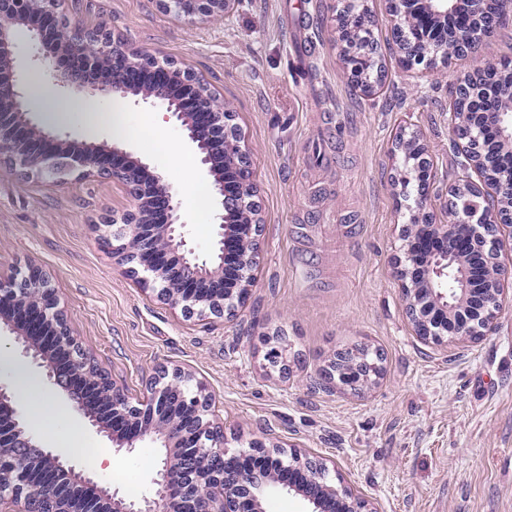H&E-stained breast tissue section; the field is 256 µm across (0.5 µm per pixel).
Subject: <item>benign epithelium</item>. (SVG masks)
Instances as JSON below:
<instances>
[{"mask_svg": "<svg viewBox=\"0 0 512 512\" xmlns=\"http://www.w3.org/2000/svg\"><path fill=\"white\" fill-rule=\"evenodd\" d=\"M179 17L214 18L224 15L231 0H160ZM336 26V49L345 73L354 84L364 70L351 62L357 57L371 67L380 58L377 43L350 46L347 32L363 20L367 0H343ZM62 0H0V161L8 162L21 178L49 176L116 178L134 200L133 209L105 217L102 243L112 259L126 266L143 289L155 293L185 317L222 318L230 304L249 295L256 281L259 210L248 153L237 136L235 115L220 105L207 83L191 69L172 60L150 57L160 73L149 89L131 92L133 72L143 52L130 47L104 25H73L60 13ZM395 27L409 30L397 40L408 67L428 68L432 61L413 54L434 23L455 11L458 0H417L411 12L398 13L399 0H388ZM477 26L471 37L446 47L450 58L488 51L502 28L512 22L509 0H469ZM26 29L33 44L29 56L17 47L15 34ZM31 64L43 66L62 89L74 88L104 97H135V103L162 107L180 123L186 137L201 149L203 170L216 200L217 246L207 259L188 246L179 202L172 187L150 166L119 143L83 144L62 137L31 116L23 80ZM496 86L485 73L463 77L448 103V122L454 146L464 156L472 176L451 191L448 223L439 224L429 210L436 182L433 164L419 135L402 133L392 143L397 162L395 182L407 192L417 184L412 218L401 224L403 257L394 275L403 291L406 312L416 336L425 344L461 347L490 335L509 295L512 278L500 260L502 233L512 230V164L504 168L487 152L483 136H461L456 106L469 103L475 111L492 97ZM471 195L480 201L470 212H458L456 199ZM437 248L425 256L426 272L412 267L428 240ZM493 274L487 288H469L464 248ZM461 280L447 288L448 275ZM0 324L45 373L47 381L65 392L90 425L112 447L132 449L149 438L161 443L164 456L153 479L152 493L128 501L106 486L99 495L84 494L90 479L74 473L61 454L43 446L23 420L12 395L0 384V506L8 512H38L34 501L48 503L46 512H265L267 495L284 490L300 498L307 512H374L370 503L345 485L328 478L324 463L297 449L252 442L237 451L224 448L221 426L209 418L210 396L204 385L180 369L162 367L149 383L146 399L133 402L87 358L72 333L60 300L43 269L30 265L8 279L0 277ZM374 363L358 359L353 349L336 354L324 370L329 386L353 392L377 374Z\"/></svg>", "mask_w": 512, "mask_h": 512, "instance_id": "1", "label": "benign epithelium"}]
</instances>
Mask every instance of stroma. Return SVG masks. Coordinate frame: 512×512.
Returning <instances> with one entry per match:
<instances>
[{
  "mask_svg": "<svg viewBox=\"0 0 512 512\" xmlns=\"http://www.w3.org/2000/svg\"><path fill=\"white\" fill-rule=\"evenodd\" d=\"M387 71L386 91L351 90L335 45L340 0H232L217 20L183 19L158 0H63L83 26L104 24L133 47L202 76L235 114L249 152L263 224L257 282L236 315L183 317L144 292L100 242V222L130 210L115 179H19L0 169V275L26 264L50 277L70 327L94 363L134 401L156 369L178 366L211 396L224 446L250 442L323 459L332 480L377 512H512V299L495 331L464 347L415 335L394 277L402 212L391 144L401 126L418 132L440 191L464 179L448 127V101L476 54L422 73L398 63L385 0H369ZM94 112H119L141 137L127 139L177 196L202 169H179L189 152L178 126L132 100L84 99L53 128L89 142L114 141ZM190 246L213 248L214 209L183 206ZM288 341V372L269 367L265 335ZM365 344L383 372L362 394L325 386L336 351ZM79 433L105 456L76 450L75 471L120 495H149L161 458L146 439L115 451L82 415L38 427L45 447Z\"/></svg>",
  "mask_w": 512,
  "mask_h": 512,
  "instance_id": "35a3bbf8",
  "label": "stroma"
}]
</instances>
